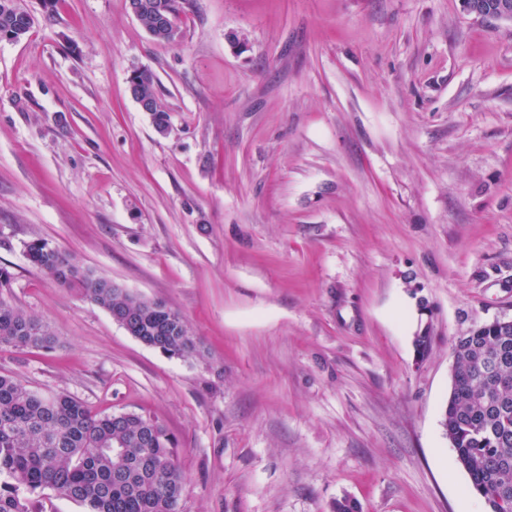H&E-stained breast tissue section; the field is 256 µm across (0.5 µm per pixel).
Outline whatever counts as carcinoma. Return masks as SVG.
I'll list each match as a JSON object with an SVG mask.
<instances>
[{
	"label": "carcinoma",
	"instance_id": "cac0c4a2",
	"mask_svg": "<svg viewBox=\"0 0 512 512\" xmlns=\"http://www.w3.org/2000/svg\"><path fill=\"white\" fill-rule=\"evenodd\" d=\"M0 0V32L26 31L25 15ZM139 22L159 44L177 42L172 28L191 0H139ZM136 99L151 104L153 123L168 114L148 70L138 72ZM29 262L60 286L112 315L123 312L130 334L171 358L203 356L182 316L158 303L126 301L112 280L77 264L69 254L36 239ZM12 273L0 266V347L48 348L47 325L4 297ZM414 346L420 359L432 348L423 327ZM450 395L442 425L472 489L489 512H512V322L470 329L452 345ZM175 442L159 421L142 415L93 411L63 393H42L0 374V512H36L44 491L81 503L86 512H180L186 477Z\"/></svg>",
	"mask_w": 512,
	"mask_h": 512
}]
</instances>
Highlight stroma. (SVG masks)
Returning <instances> with one entry per match:
<instances>
[{
  "label": "stroma",
  "mask_w": 512,
  "mask_h": 512,
  "mask_svg": "<svg viewBox=\"0 0 512 512\" xmlns=\"http://www.w3.org/2000/svg\"><path fill=\"white\" fill-rule=\"evenodd\" d=\"M22 4L0 265L53 343L0 348V374L163 423L182 512H488L441 420L456 337L512 320V25L461 0H193L163 45L127 0ZM35 239L178 311L204 358L41 274ZM137 71L133 73L130 78V85L134 84L133 93L137 100H147L151 104V117L153 123L157 127L167 126L168 127V114L164 110L161 100L157 94V82L154 75L148 70H140L137 76V82L135 77Z\"/></svg>",
  "instance_id": "1"
}]
</instances>
